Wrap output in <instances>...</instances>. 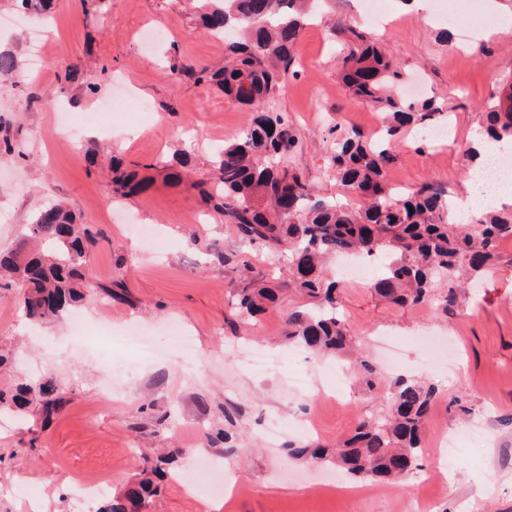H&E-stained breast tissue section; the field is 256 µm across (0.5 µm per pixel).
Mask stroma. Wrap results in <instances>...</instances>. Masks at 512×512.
<instances>
[{
  "mask_svg": "<svg viewBox=\"0 0 512 512\" xmlns=\"http://www.w3.org/2000/svg\"><path fill=\"white\" fill-rule=\"evenodd\" d=\"M488 0L459 5L452 21L454 35L469 33L466 44L442 45L439 22L403 10L391 0L394 20L373 28L410 78L422 79L429 95L445 99L454 139L418 149L420 128L397 142L390 182L413 190L430 182L461 198L467 193L469 163L461 152L480 128L483 112L503 82L512 80V20L499 19L496 34L482 56L480 31L472 26V9ZM198 0H57L46 47L49 66L38 79L28 76L29 56H21L15 83H0V141L12 152L0 153V252L11 250L36 209L59 204L76 214L97 235L82 282L84 297L74 308L87 330L101 321L113 329L134 322L151 335L153 350L141 356L132 379V399L104 402L99 392L107 378L99 368L97 349L71 345L67 319L33 324L16 303L17 290L0 289V353L12 362L0 365V388L24 381L18 364L25 358L42 363L61 387V404L50 424L30 416L27 427L0 436V512H76L71 479L109 478L112 492L137 480L143 457L157 448H178L179 471L197 459L222 461L232 491L199 503L171 479L144 512H418L431 502V512H512V239L500 251L507 264L476 282L470 300L446 311L436 304L396 308L384 301L371 281L344 282L341 313L347 331L372 342L387 331L401 343L404 375L434 385L437 399L426 421L418 467L406 483L358 489L325 480V467L299 463L285 445L301 439L300 418L316 424L315 439L333 444L348 436L362 414L388 409L385 395L362 390L349 381L338 400L321 395L332 383L336 363L327 360L313 370V387L295 393L276 374L240 372L234 359H212L220 345L252 342L283 363L297 365L301 350L283 337L293 294H283L257 320L239 316L231 288L239 277L221 266L219 255L239 254L241 245L229 225L209 213L188 183L165 181L157 162L190 149L191 163L207 167L217 145L242 132L250 110L218 91L171 74V57L201 66L221 67L222 43L198 27ZM157 22L172 32L157 47L138 42L139 30ZM296 76L287 78L274 107L297 127L303 147L292 163L303 169L320 194L348 200V193L326 173L323 138L333 120L368 133L382 125L374 106L352 100L336 77V51L327 26L313 19L296 50ZM76 82L61 85L65 71ZM146 100L155 114L139 132L127 122L100 119V140L130 164L147 165L152 184L133 199L108 197L106 167L93 163L90 138L71 144L56 139V112L47 111L45 88L56 91L58 109L82 114L95 111L112 94L114 79ZM97 84V94L88 85ZM156 230L154 248L138 247L126 228L127 215ZM121 282V296L105 300L101 288ZM178 322L196 339L194 352H182L168 325ZM235 410L234 424L224 419ZM282 421L285 429L268 443L266 424ZM482 422L487 441L457 449L454 470L438 459L434 437ZM229 429L228 440L208 436ZM39 448H29L31 433ZM34 486L36 495L18 498L17 483Z\"/></svg>",
  "mask_w": 512,
  "mask_h": 512,
  "instance_id": "obj_1",
  "label": "stroma"
}]
</instances>
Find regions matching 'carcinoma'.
<instances>
[{
	"instance_id": "cac0c4a2",
	"label": "carcinoma",
	"mask_w": 512,
	"mask_h": 512,
	"mask_svg": "<svg viewBox=\"0 0 512 512\" xmlns=\"http://www.w3.org/2000/svg\"><path fill=\"white\" fill-rule=\"evenodd\" d=\"M199 26L224 43V67L210 69L170 64L169 71L197 85L215 86L232 101L254 112L251 123L224 147L209 168L197 170L179 160L166 179L187 181L226 223L234 226L247 248L264 247L288 257V286L305 303L288 311L287 338L314 358L351 356L356 381L375 392L382 373L368 359L355 357L356 340L339 318L341 284L327 263L338 257L385 258L375 291L396 307L422 306L435 299V278L467 282L507 261L501 240L512 238V208L486 211L474 224L455 221L446 191L428 184L401 195L387 172L395 160L393 145L411 126L437 124L447 106L435 97L403 101L396 93L404 73L365 32L333 21L328 34L341 44L337 72L352 96L382 112L378 137L334 122L328 127L327 171L350 194L357 207L315 194L300 169L285 163L301 147L287 116L261 104L295 74V48L313 0H204ZM26 14L45 16L53 0H15ZM14 49L0 47V80L15 76ZM486 134L512 141V84L487 107ZM107 194L137 197L150 186L121 160L110 157ZM96 235L76 215L54 204L39 209L15 248L0 255V288L24 290L21 309L34 321L59 317L80 300L77 280L86 266ZM512 264V259L507 261ZM238 308L249 316L276 301L275 291L242 281L233 289ZM389 412L362 417L348 439L331 452L311 440L291 441L295 460L334 465L356 482L397 483L416 467L425 423L437 393L429 384L398 375L388 386ZM56 378L47 373L13 391L0 389V408L15 407L19 418L34 408L48 418L60 397ZM143 477L112 499L104 512H141L157 494L154 478L170 458L145 460Z\"/></svg>"
}]
</instances>
